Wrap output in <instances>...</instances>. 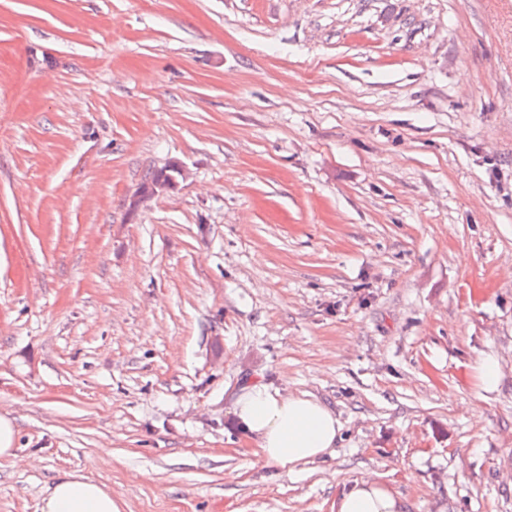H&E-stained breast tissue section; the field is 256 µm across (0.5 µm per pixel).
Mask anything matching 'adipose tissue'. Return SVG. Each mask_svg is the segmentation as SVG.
Segmentation results:
<instances>
[{"label":"adipose tissue","instance_id":"ef3b65f1","mask_svg":"<svg viewBox=\"0 0 512 512\" xmlns=\"http://www.w3.org/2000/svg\"><path fill=\"white\" fill-rule=\"evenodd\" d=\"M232 412L255 438L259 457L287 471L331 453L341 436L335 412L318 398L287 394L256 381L243 387ZM41 512H120L106 485L78 473H66L42 499ZM404 504L378 482L361 479L336 500V512H403Z\"/></svg>","mask_w":512,"mask_h":512}]
</instances>
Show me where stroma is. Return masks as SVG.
I'll return each instance as SVG.
<instances>
[{
    "mask_svg": "<svg viewBox=\"0 0 512 512\" xmlns=\"http://www.w3.org/2000/svg\"><path fill=\"white\" fill-rule=\"evenodd\" d=\"M254 381L332 454L261 461ZM4 411L0 512H512V0H0ZM167 171H172L177 174L172 175V174L167 173ZM158 177H160V178H158ZM186 177H187V172L185 169L179 168V167H174V166H171L168 170H164L163 173L162 172L153 173L150 178V181H153L156 178H158V179H156L153 182H150L142 191H140L138 194H136L135 201L139 202L140 198H142V197L154 194L155 192H158V191H164L167 189L174 188L175 185L178 183L179 178L185 179ZM476 387L480 391L491 392L496 389L500 378V363L494 355H484L472 367ZM232 412L256 439L259 457L288 472L331 453L342 431L336 413L318 398L287 394L260 381L243 387ZM16 434V418L9 412L0 413V459L13 463L21 461L17 453L18 448H14ZM40 512H122L112 490L85 475L65 473L42 499ZM404 503L376 481L356 480L336 499V512H403Z\"/></svg>",
    "mask_w": 512,
    "mask_h": 512,
    "instance_id": "obj_1",
    "label": "stroma"
}]
</instances>
